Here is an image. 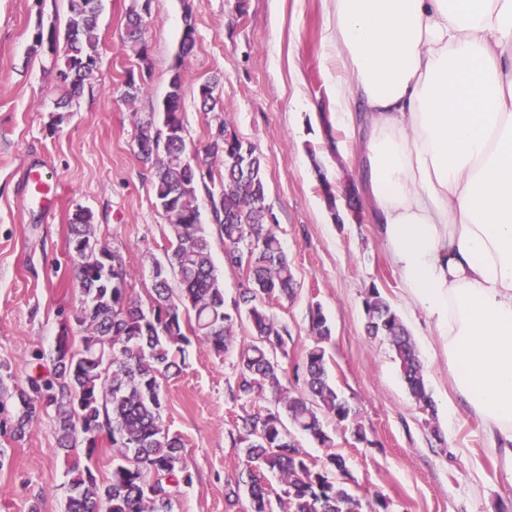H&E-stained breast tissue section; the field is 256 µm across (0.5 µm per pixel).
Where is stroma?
I'll list each match as a JSON object with an SVG mask.
<instances>
[{
	"label": "stroma",
	"mask_w": 512,
	"mask_h": 512,
	"mask_svg": "<svg viewBox=\"0 0 512 512\" xmlns=\"http://www.w3.org/2000/svg\"><path fill=\"white\" fill-rule=\"evenodd\" d=\"M132 0H104L100 64L70 112L56 116L54 60L62 46L34 48L37 29L64 30L67 0H0V364L6 386L22 382L35 354L51 356L65 315L80 299L67 228L78 208L92 212L100 240L119 248L134 274V295L151 286L154 261L170 249L168 220L157 208L150 175L136 156L135 113L162 106L173 67L184 76L182 119L191 156L204 159L220 123L251 142L264 158L267 205L292 264L293 298L267 302L290 337L278 360L303 367L315 343L310 312L321 308L332 328L327 369L367 434L357 442L334 421L325 426L350 472L348 486L369 512L375 495L389 512H512V470L489 449L482 424L454 399L448 367L425 314L403 306L402 284L367 212L336 223L322 185L361 187L359 161L340 154L347 133L330 120L336 62L324 44L323 0H152L147 35L150 75L134 103L121 97L127 71L140 62L122 43ZM195 17L193 52L179 57L185 9ZM214 81L222 108L202 111L200 84ZM45 160L59 186L49 216L27 211L25 174ZM407 327L434 401L426 411L409 393L388 342L365 331L363 299L370 286ZM251 340L246 319L224 356L192 341L183 371L166 382L164 422L180 434L195 474L173 512H249L247 490L227 504L228 486L243 470L231 435L237 415L255 403L232 402L229 388L241 348ZM53 422L42 416L23 438L0 432L8 466L0 470V512H64L69 477L53 451Z\"/></svg>",
	"instance_id": "obj_1"
}]
</instances>
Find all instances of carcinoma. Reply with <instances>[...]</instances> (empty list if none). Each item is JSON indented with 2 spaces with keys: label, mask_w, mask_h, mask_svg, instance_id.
Instances as JSON below:
<instances>
[{
  "label": "carcinoma",
  "mask_w": 512,
  "mask_h": 512,
  "mask_svg": "<svg viewBox=\"0 0 512 512\" xmlns=\"http://www.w3.org/2000/svg\"><path fill=\"white\" fill-rule=\"evenodd\" d=\"M68 9L63 54L55 59L62 87L60 112L95 77L100 58L102 0H68ZM149 22L133 10L127 13L124 44L138 57L144 54ZM183 86L184 74L177 66L161 112L136 120L137 158L151 175L155 205L166 215L174 238L166 260L153 263L147 303L133 296L132 274L120 251L99 241L92 213L78 208L68 224L67 244L85 243L74 256L79 304L57 338L52 368L0 390V429L21 437L34 418H51L53 452L69 460L65 512H173L183 488L193 484V473L181 436L163 423V381L181 372L193 338L223 356L232 344L236 315L243 311L252 341L239 354L231 394L248 403L264 398L268 390L273 403L238 416L233 426L234 443L244 455L250 512H273L272 491L259 479L268 473L279 476L277 499L287 512H348L358 503L347 486L344 457L329 452L322 463L312 462L281 418L286 412L297 432L323 448L333 447L325 431L327 417L338 427L352 425L355 440L367 441L329 380L322 343L331 339L332 329L316 308L311 321L317 344L306 354L303 388L288 390L276 357L286 345L288 329L268 313L265 302L291 298L296 282L268 219L263 158L223 122L207 149L210 166L224 172L220 191L209 194V210L224 240L225 258L247 280L234 301L235 313L226 311L224 285L197 202L199 171L185 163ZM216 89L213 82L200 86L203 111L212 112L218 105ZM166 127L172 133H164ZM364 306L367 335L389 342L411 396L435 412L423 367L400 318L374 286L368 288ZM74 325L81 332L77 341L69 336ZM106 446L112 448V471L102 479L96 455Z\"/></svg>",
  "instance_id": "1"
}]
</instances>
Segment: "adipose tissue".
<instances>
[{"mask_svg": "<svg viewBox=\"0 0 512 512\" xmlns=\"http://www.w3.org/2000/svg\"><path fill=\"white\" fill-rule=\"evenodd\" d=\"M328 2L370 219L512 468V0Z\"/></svg>", "mask_w": 512, "mask_h": 512, "instance_id": "obj_1", "label": "adipose tissue"}]
</instances>
